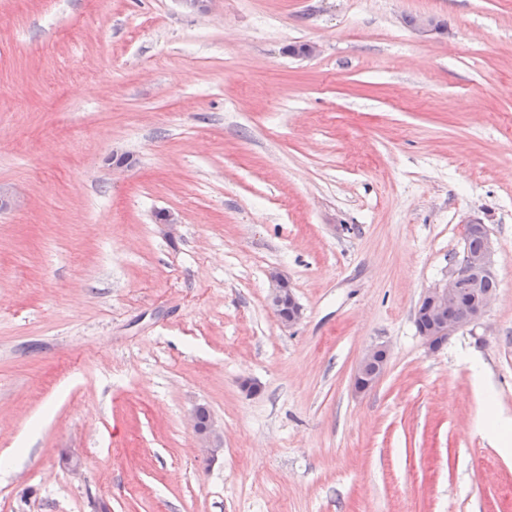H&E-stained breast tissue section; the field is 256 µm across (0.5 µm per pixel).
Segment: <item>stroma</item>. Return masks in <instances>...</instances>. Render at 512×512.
I'll return each mask as SVG.
<instances>
[{"instance_id":"obj_1","label":"stroma","mask_w":512,"mask_h":512,"mask_svg":"<svg viewBox=\"0 0 512 512\" xmlns=\"http://www.w3.org/2000/svg\"><path fill=\"white\" fill-rule=\"evenodd\" d=\"M0 186V512H512V0H0ZM467 227L478 229L483 233L484 239L477 232L466 231L463 254H468L451 264L448 268L446 282L426 289L419 302V307L425 306L431 315V324L418 331L430 351H437L451 336L471 325L479 324L483 320L495 298L493 294L480 292V281L483 277H494L483 281L482 288L485 291L496 293L498 288V281L495 278V249L486 225L471 222L467 224ZM462 288H468L476 296L474 302L466 308L463 318H461L460 308L448 309V305L460 304ZM425 307H421L417 312V327L428 317ZM446 309H448V319L443 316V311ZM460 318L461 320H459ZM448 320L459 321L450 322ZM270 280V305L280 325L284 329L291 328L300 321L302 313L290 288L288 277L278 271H274L270 275ZM284 307L288 308L286 313L282 311ZM389 359V351L384 345H375L368 349L362 358L353 379V387L357 393H364L370 390L380 379L384 373ZM375 371L366 376L365 369L370 373L374 369ZM197 411H198V408L193 413V420H194V430H195L196 436L198 438V441L200 442L201 447L212 448V447H214L215 443H218L221 440V436L219 435L220 429H218V427L214 421H212L210 419L208 420V418L210 416H209L208 411L205 408L199 409V420L201 423H204L207 420L208 421L205 423V426L203 429L197 428V426H196Z\"/></svg>"}]
</instances>
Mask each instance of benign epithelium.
I'll return each instance as SVG.
<instances>
[{
    "label": "benign epithelium",
    "mask_w": 512,
    "mask_h": 512,
    "mask_svg": "<svg viewBox=\"0 0 512 512\" xmlns=\"http://www.w3.org/2000/svg\"><path fill=\"white\" fill-rule=\"evenodd\" d=\"M484 236V248L475 255H465L448 268V279L442 285L428 288L424 291L419 305L427 308L431 315V324L419 330V335L429 350L436 351L447 340L461 330L480 323L485 317L493 294L480 292V281L484 277L496 276L495 249L484 224L470 223ZM271 289L269 294L270 305L276 314L280 325L291 328L301 319V308L290 288L288 277L274 271L270 275ZM468 289L475 294L474 302L466 308L463 318L457 322H450L443 316V311L451 304L461 302L462 289ZM389 359V351L384 345H375L368 349L362 358L353 379L356 392L364 393L370 390L384 373ZM375 365L371 375L365 374V369ZM198 441L203 448H212L220 442V429L214 421L209 420L204 428L195 429Z\"/></svg>",
    "instance_id": "7a95c632"
}]
</instances>
